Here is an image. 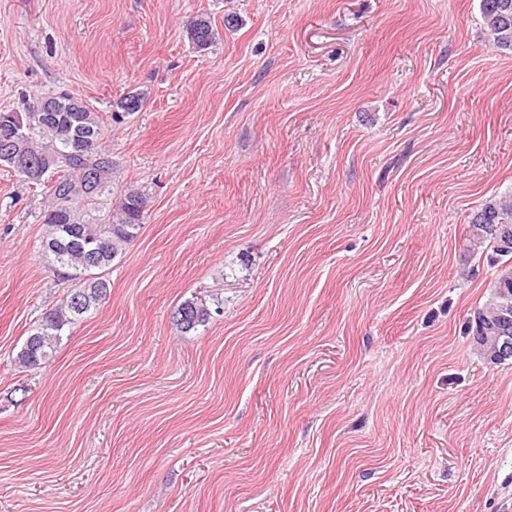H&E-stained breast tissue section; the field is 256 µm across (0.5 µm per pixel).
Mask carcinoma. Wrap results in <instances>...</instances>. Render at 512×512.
<instances>
[{"label":"carcinoma","mask_w":512,"mask_h":512,"mask_svg":"<svg viewBox=\"0 0 512 512\" xmlns=\"http://www.w3.org/2000/svg\"><path fill=\"white\" fill-rule=\"evenodd\" d=\"M481 14L493 44L512 49V0H481ZM187 38L199 50L209 49L219 33L210 17L201 14L187 21ZM147 92L135 90L116 102L112 120L139 111L146 103ZM56 111L41 112L44 97L23 102L21 110L0 109V127L24 121L22 134L27 138L29 158L37 165L45 156L55 159V166L43 179L50 184L48 202L42 212L45 233L39 246L42 261L69 283L65 299L45 312L30 330L16 362L24 368H36L55 352L64 327L80 320L105 300L109 284L104 270L132 244L144 225L146 194L128 188L119 201L112 202V157L103 146L102 117L85 101L71 105L74 96L54 94ZM97 170V189L78 195L73 188L85 183L89 168ZM487 224H502L512 230V200L488 199L468 224V241L475 253L491 252L490 261L497 267L485 304L474 314L487 316L481 335L494 336L492 317L500 307L512 302V251L501 249L497 236L485 229ZM208 308L193 301L179 306L176 322L188 332L205 323Z\"/></svg>","instance_id":"cac0c4a2"}]
</instances>
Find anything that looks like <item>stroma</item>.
<instances>
[{"label":"stroma","mask_w":512,"mask_h":512,"mask_svg":"<svg viewBox=\"0 0 512 512\" xmlns=\"http://www.w3.org/2000/svg\"><path fill=\"white\" fill-rule=\"evenodd\" d=\"M55 92L149 206L24 368L69 285L45 188L0 166V512H512V359L466 333L495 272L468 222L512 193L480 0H0V108ZM187 38L198 50L209 49L216 41L219 33L214 29L210 17L201 14L187 21L185 25ZM147 98L148 95L145 91L135 90L129 92L115 103L116 108L122 112H112V121L120 122L125 115L138 112L146 103ZM209 315L208 308L205 306H200L193 301H185L177 309L176 322L184 332H189L205 323Z\"/></svg>","instance_id":"35a3bbf8"}]
</instances>
